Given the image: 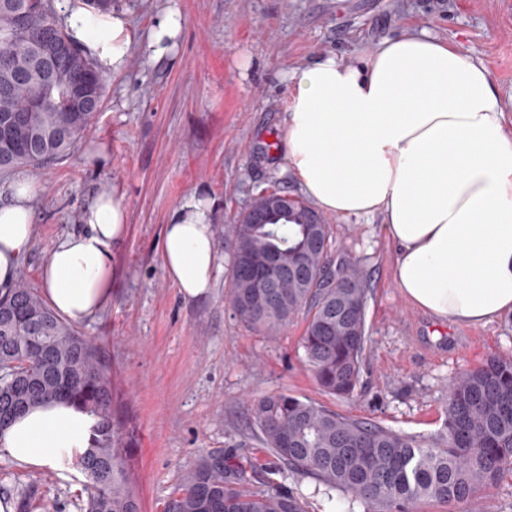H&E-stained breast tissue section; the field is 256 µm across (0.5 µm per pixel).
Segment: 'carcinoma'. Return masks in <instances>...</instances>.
Returning <instances> with one entry per match:
<instances>
[{"mask_svg": "<svg viewBox=\"0 0 512 512\" xmlns=\"http://www.w3.org/2000/svg\"><path fill=\"white\" fill-rule=\"evenodd\" d=\"M27 5V33L12 32L13 13ZM70 40L58 21L54 0H0V111L24 120L11 135L17 144L8 171L39 168L73 152L93 118L66 111L62 95L88 74L98 100L104 99L105 72L76 50L46 70L36 40L47 24ZM57 133L50 153L35 144ZM280 204L258 197L265 221L242 212L230 225L228 293L235 316L248 327L276 334L302 312L306 361L321 388L351 396L367 348L368 288L360 272L333 255L331 225L297 196L277 192ZM0 431L16 418L8 413L16 387L42 381L28 405L64 400L96 419L88 448L76 466L89 488L84 512H142L140 497L112 423L111 362L102 347L64 321L30 288L0 294ZM257 437L276 468L299 472L324 486L341 489L370 512H408L407 506L435 501L456 512L473 505L481 489L512 467V360L492 356L461 373L448 391V421L439 442L421 444L381 425L362 422L288 393L267 395L254 406ZM252 476L230 454L199 456L186 472L167 512H304L287 491H252Z\"/></svg>", "mask_w": 512, "mask_h": 512, "instance_id": "1", "label": "carcinoma"}]
</instances>
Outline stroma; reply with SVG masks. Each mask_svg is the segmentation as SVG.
Listing matches in <instances>:
<instances>
[{
    "instance_id": "stroma-1",
    "label": "stroma",
    "mask_w": 512,
    "mask_h": 512,
    "mask_svg": "<svg viewBox=\"0 0 512 512\" xmlns=\"http://www.w3.org/2000/svg\"><path fill=\"white\" fill-rule=\"evenodd\" d=\"M172 5L183 18L175 58L155 60L134 46L74 152L0 176L1 193L17 177L42 186L17 281L42 292L48 248L76 229L94 196L116 191L128 229L112 249V304L78 329L111 358L112 417L143 512H166L185 470L218 450L256 471L252 490L293 492L308 512H365L351 494L327 497L314 479L274 470L256 437L255 402L285 391L431 441L445 430L449 381L488 357L512 358V316L479 327L435 319L398 288L396 250L380 218L327 216L338 255L369 288L360 384L352 397H333L305 363L304 315L274 336L242 324L228 299L223 248L210 292L185 299L161 265L163 228L178 200L195 191L216 203L219 241L259 194L301 195L285 156L271 150L281 140L286 73L320 57L353 61L358 50L412 26L483 61L512 106V0H112L142 35ZM101 148L108 159L99 165L93 155ZM87 495L73 461L27 469L0 453V502L13 512H83Z\"/></svg>"
}]
</instances>
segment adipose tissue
Listing matches in <instances>:
<instances>
[{"mask_svg":"<svg viewBox=\"0 0 512 512\" xmlns=\"http://www.w3.org/2000/svg\"><path fill=\"white\" fill-rule=\"evenodd\" d=\"M59 10L75 45L102 71L124 73L137 34L122 14L82 0ZM183 31L168 9L147 36L152 58L173 53ZM281 147L313 206L339 217H380L394 243L396 283L444 322L484 326L512 315V135L490 70L427 31L403 29L353 62L329 55L287 76ZM40 184L18 178L0 200V291L12 288L33 236ZM122 196L101 192L79 227L40 265L44 292L69 322L112 304V248L127 234ZM166 278L187 298L211 288L218 255L213 206L198 193L172 209L161 240ZM94 418L54 402L0 432L20 466H58L86 448Z\"/></svg>","mask_w":512,"mask_h":512,"instance_id":"adipose-tissue-1","label":"adipose tissue"}]
</instances>
